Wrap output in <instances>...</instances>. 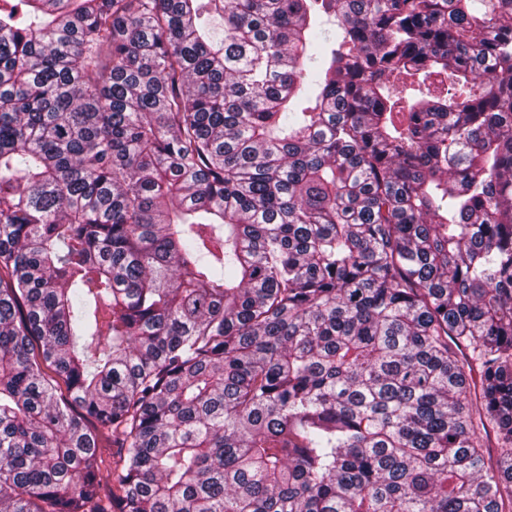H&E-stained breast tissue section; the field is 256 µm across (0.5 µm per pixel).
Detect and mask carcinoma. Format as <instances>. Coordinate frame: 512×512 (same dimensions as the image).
<instances>
[{
	"instance_id": "obj_1",
	"label": "carcinoma",
	"mask_w": 512,
	"mask_h": 512,
	"mask_svg": "<svg viewBox=\"0 0 512 512\" xmlns=\"http://www.w3.org/2000/svg\"><path fill=\"white\" fill-rule=\"evenodd\" d=\"M0 512H512V0H0Z\"/></svg>"
}]
</instances>
